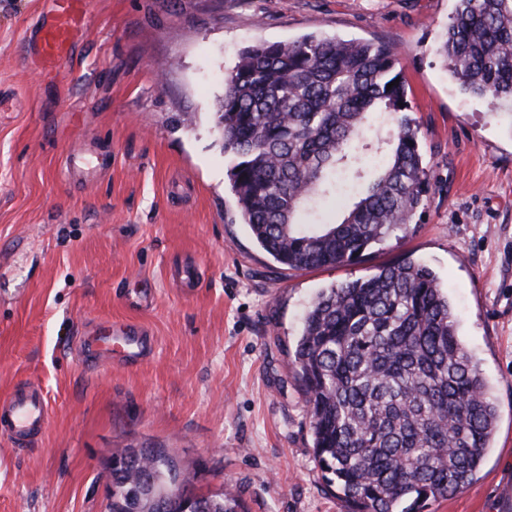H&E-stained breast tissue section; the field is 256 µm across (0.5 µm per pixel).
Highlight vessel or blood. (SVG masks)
Masks as SVG:
<instances>
[{
    "instance_id": "obj_1",
    "label": "vessel or blood",
    "mask_w": 512,
    "mask_h": 512,
    "mask_svg": "<svg viewBox=\"0 0 512 512\" xmlns=\"http://www.w3.org/2000/svg\"><path fill=\"white\" fill-rule=\"evenodd\" d=\"M87 0H43L41 26L32 39V56L45 72H54L67 58L76 36L85 25ZM153 336L143 327L129 323L95 321L86 325L78 353L98 365L131 363L146 357ZM49 404L38 386L16 385L0 399V434L18 450L27 449L46 430Z\"/></svg>"
}]
</instances>
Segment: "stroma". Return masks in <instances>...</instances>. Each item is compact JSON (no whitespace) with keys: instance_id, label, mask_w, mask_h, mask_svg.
<instances>
[{"instance_id":"obj_1","label":"stroma","mask_w":512,"mask_h":512,"mask_svg":"<svg viewBox=\"0 0 512 512\" xmlns=\"http://www.w3.org/2000/svg\"><path fill=\"white\" fill-rule=\"evenodd\" d=\"M456 5L88 0L86 34L47 76L29 62L40 0H0V398L34 382L52 410L32 454L0 437V512H104L118 448L165 449L198 491L246 512H348L314 458L295 350L322 289L405 259L447 287L498 411L473 482L423 512H505L512 105L464 94L439 54ZM306 35L397 48L428 190L361 262L288 270L238 214L217 112L244 47ZM107 318L151 330L152 355L83 364V325Z\"/></svg>"}]
</instances>
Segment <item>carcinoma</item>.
<instances>
[{
    "label": "carcinoma",
    "mask_w": 512,
    "mask_h": 512,
    "mask_svg": "<svg viewBox=\"0 0 512 512\" xmlns=\"http://www.w3.org/2000/svg\"><path fill=\"white\" fill-rule=\"evenodd\" d=\"M442 50L462 89L512 101V0H457ZM392 88H387L391 82ZM388 43L317 38L244 49L224 75L218 128L243 223L289 270L360 261L410 223L427 192L419 126ZM338 223L319 219L341 187ZM323 478L350 512H421L469 485L497 409L427 265L405 260L321 291L295 352ZM106 512H181L189 474L162 449L112 452ZM195 512H245L224 492Z\"/></svg>",
    "instance_id": "carcinoma-1"
}]
</instances>
